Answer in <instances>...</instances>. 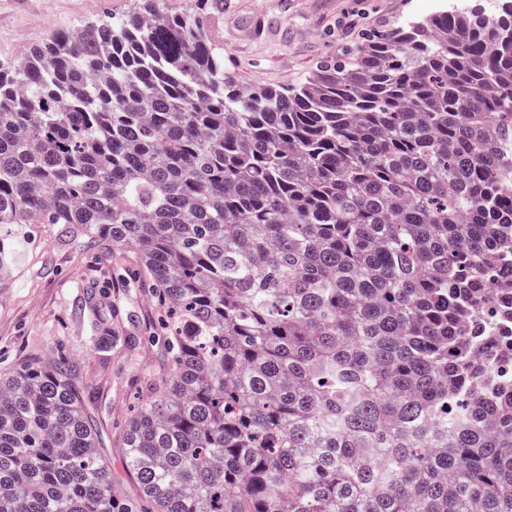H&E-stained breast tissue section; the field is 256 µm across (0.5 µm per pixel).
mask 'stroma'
Returning <instances> with one entry per match:
<instances>
[{
  "mask_svg": "<svg viewBox=\"0 0 512 512\" xmlns=\"http://www.w3.org/2000/svg\"><path fill=\"white\" fill-rule=\"evenodd\" d=\"M132 0H0V60L24 57L49 35L126 13ZM423 0H224L211 15V40L224 68L251 86H278L308 76L321 62L345 57L370 32L391 28ZM134 253L87 251L63 224L33 228L20 274L0 293V370L43 361L65 348L85 382L90 415L111 461L118 497L135 481L121 448L126 420L158 377L163 315L139 282ZM111 331V349L85 341L92 325Z\"/></svg>",
  "mask_w": 512,
  "mask_h": 512,
  "instance_id": "1",
  "label": "stroma"
}]
</instances>
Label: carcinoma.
<instances>
[{"mask_svg":"<svg viewBox=\"0 0 512 512\" xmlns=\"http://www.w3.org/2000/svg\"><path fill=\"white\" fill-rule=\"evenodd\" d=\"M196 4L0 62V288L27 226L67 224L170 317L123 435L138 498L61 352L0 375V512H512V392L462 371L512 253V0L278 88L224 70V0Z\"/></svg>","mask_w":512,"mask_h":512,"instance_id":"obj_1","label":"carcinoma"}]
</instances>
